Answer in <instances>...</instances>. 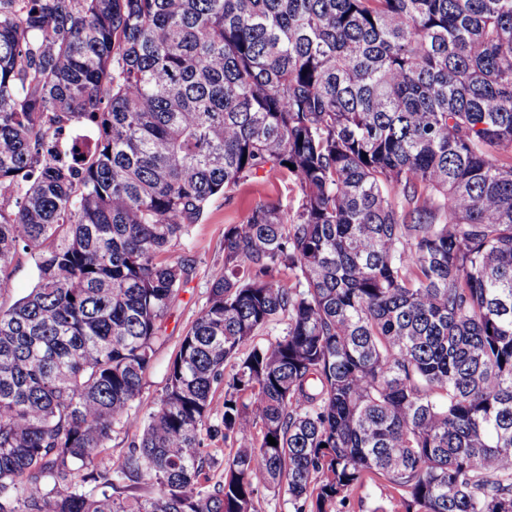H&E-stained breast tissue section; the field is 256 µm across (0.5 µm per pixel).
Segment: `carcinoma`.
<instances>
[{
  "label": "carcinoma",
  "mask_w": 512,
  "mask_h": 512,
  "mask_svg": "<svg viewBox=\"0 0 512 512\" xmlns=\"http://www.w3.org/2000/svg\"><path fill=\"white\" fill-rule=\"evenodd\" d=\"M261 172L300 205L225 227L142 414L176 248ZM20 251L0 512H512V0H0V295ZM12 269V286L8 293L0 298V303L4 307L25 297L35 284L34 264L28 255L19 252L13 260ZM396 492L386 482L373 476L367 477L361 487L348 493L345 504H336L341 512H373L379 506H386Z\"/></svg>",
  "instance_id": "obj_1"
}]
</instances>
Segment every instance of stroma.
Returning a JSON list of instances; mask_svg holds the SVG:
<instances>
[{
  "label": "stroma",
  "instance_id": "stroma-1",
  "mask_svg": "<svg viewBox=\"0 0 512 512\" xmlns=\"http://www.w3.org/2000/svg\"><path fill=\"white\" fill-rule=\"evenodd\" d=\"M232 196L233 200L229 203L220 196L212 198L199 224L194 225L189 238L177 249L178 254L194 260L195 271L180 292L165 323L163 339L155 346L153 364L140 395L142 410H149L162 395L167 365L207 301L211 275L224 260L225 226L244 221L258 201L270 197H281L292 210L299 206L298 195L285 193L277 175L273 173L259 174L253 182L236 188ZM393 494L392 487L383 480L365 479L361 487L349 492L340 512H374L377 506L388 504Z\"/></svg>",
  "mask_w": 512,
  "mask_h": 512
}]
</instances>
